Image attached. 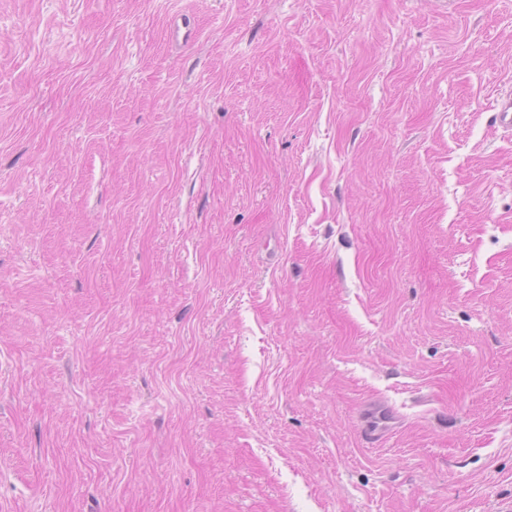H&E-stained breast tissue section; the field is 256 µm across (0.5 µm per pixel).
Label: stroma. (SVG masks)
I'll return each mask as SVG.
<instances>
[{
  "label": "stroma",
  "instance_id": "obj_1",
  "mask_svg": "<svg viewBox=\"0 0 512 512\" xmlns=\"http://www.w3.org/2000/svg\"><path fill=\"white\" fill-rule=\"evenodd\" d=\"M504 83L512 0H0V512H512ZM491 122L509 136L512 135V90L498 93L490 105ZM392 417L390 411L382 404H369L363 412L361 435L372 446L379 444L388 431Z\"/></svg>",
  "mask_w": 512,
  "mask_h": 512
}]
</instances>
